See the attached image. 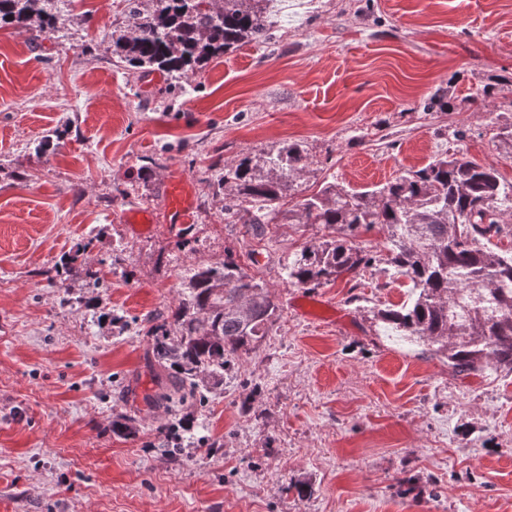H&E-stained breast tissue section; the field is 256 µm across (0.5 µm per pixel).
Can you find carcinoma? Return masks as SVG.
<instances>
[{"label": "carcinoma", "mask_w": 512, "mask_h": 512, "mask_svg": "<svg viewBox=\"0 0 512 512\" xmlns=\"http://www.w3.org/2000/svg\"><path fill=\"white\" fill-rule=\"evenodd\" d=\"M72 0H0V27L11 25L39 39L57 30ZM270 0H124L123 27L112 32L120 61L181 79L187 71L240 44L265 42ZM448 93H435L426 112L448 110ZM310 167L298 143L246 155L234 166L213 167L215 193L224 196V216L251 224L255 236L267 224L320 225L329 239L305 242L285 265L288 283L318 288L353 278L383 261L409 279L412 299L382 309L376 318L427 343L456 374L490 368L512 375V254L487 247L512 234L504 216L512 205L497 169L458 153H444L373 190L353 191L335 182L293 202L298 179ZM290 208H285V205ZM387 232L385 258L361 246V230ZM75 261L65 255L41 272L53 287ZM92 291L77 303L115 322L96 289L99 271L83 268ZM178 305L150 320L154 381L160 392L147 403L176 406L224 386V374L268 335L279 305L268 287L234 258L201 265L181 275Z\"/></svg>", "instance_id": "cac0c4a2"}]
</instances>
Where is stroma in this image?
Wrapping results in <instances>:
<instances>
[{
	"label": "stroma",
	"instance_id": "35a3bbf8",
	"mask_svg": "<svg viewBox=\"0 0 512 512\" xmlns=\"http://www.w3.org/2000/svg\"><path fill=\"white\" fill-rule=\"evenodd\" d=\"M83 26L34 39L0 28V512H512V376L455 377L374 312L407 302L385 263L314 289L283 269L321 226L224 221L207 169L291 142L325 181L362 190L464 154L512 183V0H271V39L195 68L174 89L112 53L122 0H73ZM490 96H483V87ZM452 106L427 112L437 89ZM55 149L42 148L45 136ZM156 158L143 173L147 158ZM193 192L166 224L169 180ZM151 211L152 228L126 224ZM77 257L55 287L41 270ZM274 292L279 315L222 390L178 413L182 451L145 402L149 320L179 273L226 255ZM128 327L61 303L83 264ZM133 419L134 434L112 423ZM219 441L204 451L203 438ZM306 496H298L297 486Z\"/></svg>",
	"mask_w": 512,
	"mask_h": 512
}]
</instances>
